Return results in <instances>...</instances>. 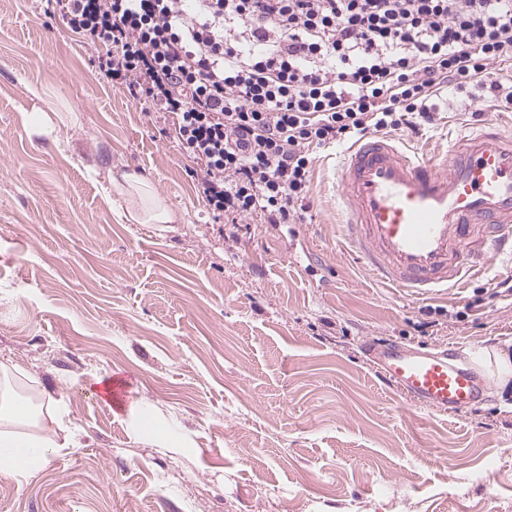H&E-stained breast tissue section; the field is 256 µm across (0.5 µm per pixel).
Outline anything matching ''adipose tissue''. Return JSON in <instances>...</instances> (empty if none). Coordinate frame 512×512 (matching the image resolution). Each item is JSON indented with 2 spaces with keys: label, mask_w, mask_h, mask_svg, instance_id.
<instances>
[{
  "label": "adipose tissue",
  "mask_w": 512,
  "mask_h": 512,
  "mask_svg": "<svg viewBox=\"0 0 512 512\" xmlns=\"http://www.w3.org/2000/svg\"><path fill=\"white\" fill-rule=\"evenodd\" d=\"M115 203L130 224H174L180 219L157 194L148 176L122 173L110 179ZM64 406L24 395L9 367L0 365V474L38 469L60 446H71L62 434Z\"/></svg>",
  "instance_id": "adipose-tissue-1"
}]
</instances>
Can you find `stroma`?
Here are the masks:
<instances>
[{"instance_id": "obj_1", "label": "stroma", "mask_w": 512, "mask_h": 512, "mask_svg": "<svg viewBox=\"0 0 512 512\" xmlns=\"http://www.w3.org/2000/svg\"><path fill=\"white\" fill-rule=\"evenodd\" d=\"M54 0H0V363L62 401L79 437L0 477V512H512V386L463 413L412 404L368 337L512 355V269L405 297L342 244L341 147L317 150L304 223L215 219L198 167L112 87ZM75 120L34 121L49 101ZM445 91L398 139L445 145L481 119ZM149 175L183 217L128 224L112 173ZM120 377L128 401L94 394ZM153 408L147 428L136 408Z\"/></svg>"}]
</instances>
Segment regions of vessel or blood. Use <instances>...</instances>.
<instances>
[{
  "mask_svg": "<svg viewBox=\"0 0 512 512\" xmlns=\"http://www.w3.org/2000/svg\"><path fill=\"white\" fill-rule=\"evenodd\" d=\"M343 236L378 282L413 297L459 288L494 257H512V127L494 120L430 152L372 133L336 172ZM386 382L414 405L461 412L491 386L448 351L366 339Z\"/></svg>",
  "mask_w": 512,
  "mask_h": 512,
  "instance_id": "b4317fda",
  "label": "vessel or blood"
}]
</instances>
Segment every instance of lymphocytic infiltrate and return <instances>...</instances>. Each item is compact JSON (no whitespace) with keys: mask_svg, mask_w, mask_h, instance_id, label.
<instances>
[{"mask_svg":"<svg viewBox=\"0 0 512 512\" xmlns=\"http://www.w3.org/2000/svg\"><path fill=\"white\" fill-rule=\"evenodd\" d=\"M100 71L199 165L214 214L298 224L315 150L432 123L442 90L512 105V0H56Z\"/></svg>","mask_w":512,"mask_h":512,"instance_id":"1","label":"lymphocytic infiltrate"}]
</instances>
